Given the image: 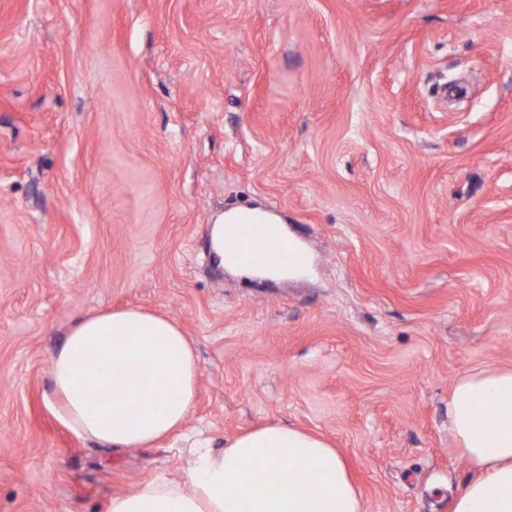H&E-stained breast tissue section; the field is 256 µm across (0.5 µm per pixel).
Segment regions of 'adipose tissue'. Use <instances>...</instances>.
<instances>
[{
  "label": "adipose tissue",
  "instance_id": "obj_1",
  "mask_svg": "<svg viewBox=\"0 0 512 512\" xmlns=\"http://www.w3.org/2000/svg\"><path fill=\"white\" fill-rule=\"evenodd\" d=\"M52 408L76 436L115 450L184 426L197 392L191 338L143 308L81 316L52 357ZM448 429L475 478L454 512H512V368L468 371L448 398ZM109 512H364L341 453L321 436L270 424L186 450L184 475L113 496Z\"/></svg>",
  "mask_w": 512,
  "mask_h": 512
}]
</instances>
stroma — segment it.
<instances>
[{
	"instance_id": "35a3bbf8",
	"label": "stroma",
	"mask_w": 512,
	"mask_h": 512,
	"mask_svg": "<svg viewBox=\"0 0 512 512\" xmlns=\"http://www.w3.org/2000/svg\"><path fill=\"white\" fill-rule=\"evenodd\" d=\"M307 255L246 278L224 212ZM144 307L198 357L182 430L115 452L51 410L84 313ZM512 368V0H0V512H108L283 422L367 512H453L469 369Z\"/></svg>"
}]
</instances>
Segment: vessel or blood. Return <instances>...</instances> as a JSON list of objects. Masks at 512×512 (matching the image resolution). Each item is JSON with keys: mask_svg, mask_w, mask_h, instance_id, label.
<instances>
[{"mask_svg": "<svg viewBox=\"0 0 512 512\" xmlns=\"http://www.w3.org/2000/svg\"><path fill=\"white\" fill-rule=\"evenodd\" d=\"M280 231L276 223L242 218L228 224L224 237L233 246L237 261L247 266H263L270 261L296 267L302 264V253L278 240Z\"/></svg>", "mask_w": 512, "mask_h": 512, "instance_id": "b4317fda", "label": "vessel or blood"}]
</instances>
